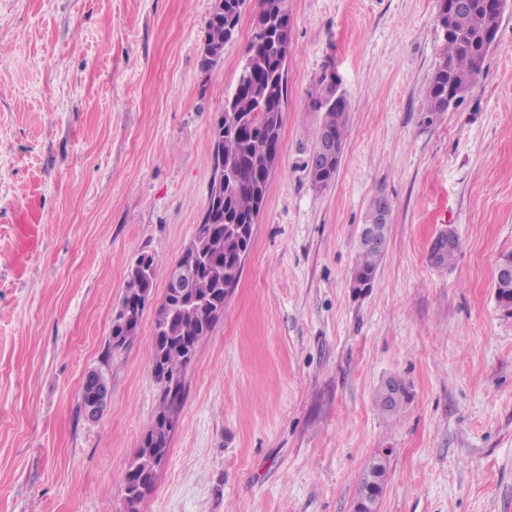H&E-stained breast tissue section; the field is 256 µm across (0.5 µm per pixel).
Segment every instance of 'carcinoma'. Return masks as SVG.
Instances as JSON below:
<instances>
[{"instance_id": "1", "label": "carcinoma", "mask_w": 512, "mask_h": 512, "mask_svg": "<svg viewBox=\"0 0 512 512\" xmlns=\"http://www.w3.org/2000/svg\"><path fill=\"white\" fill-rule=\"evenodd\" d=\"M223 10L212 9L204 40L206 46L222 47L238 31L248 0H223ZM292 26L289 0H259L257 19L246 45L239 75L231 97L226 102L224 124L212 131L211 167L208 201L197 224L193 239L207 255V272L197 280L196 298L170 297L157 315L165 321L155 322L151 346V369L159 389L161 410L144 435L141 445L123 475L124 512H139V505L152 491L158 472L151 463L157 451L169 452L171 434L163 431V420L179 415L186 392L189 353L197 349L212 331L215 322L209 317L214 303H224L226 284L238 281L243 269L242 258L249 255L254 240V225L264 207L275 166L270 153L281 142L284 106L288 102L286 57L294 52L293 43L280 39L281 30ZM500 27L493 0H465L453 14L452 34L445 39V50L436 65L426 95V113L439 111L448 96V84L459 91L464 102L482 73L489 51L485 34ZM308 108L323 117L313 132V146H318L324 131H331L337 146L344 147L347 112L350 103L321 71L308 96ZM339 164L311 170V185L329 186L336 179ZM378 230L380 242L372 244L360 237L356 259L350 272L353 288L363 291L372 287L378 266L386 255L389 225L367 220ZM155 265L143 268L133 263L128 269L126 293L112 316L108 347H125L136 335L143 311L130 304L128 292L155 285ZM498 306L512 313V281L495 285ZM409 398L407 389L396 398L388 397L387 388L379 385L375 401L388 415L398 414ZM387 462L380 457L363 473L358 493L379 498L383 492Z\"/></svg>"}]
</instances>
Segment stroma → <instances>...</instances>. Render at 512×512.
Wrapping results in <instances>:
<instances>
[{"instance_id":"35a3bbf8","label":"stroma","mask_w":512,"mask_h":512,"mask_svg":"<svg viewBox=\"0 0 512 512\" xmlns=\"http://www.w3.org/2000/svg\"><path fill=\"white\" fill-rule=\"evenodd\" d=\"M213 0H0V512H123L121 476L159 409L154 310L109 350L129 266L155 298L205 210L215 116L257 6L201 73ZM280 159L252 250L200 344L140 512H512V7L457 109L426 119L437 0H290ZM336 65L350 110L335 181L307 167V94ZM390 206L372 288L349 286L370 201ZM454 228L438 268L430 241ZM112 396L80 412L86 373ZM410 398L382 414L381 380ZM386 473L387 462L385 458L379 457L363 473L358 494H364L369 498L378 499L384 489Z\"/></svg>"}]
</instances>
